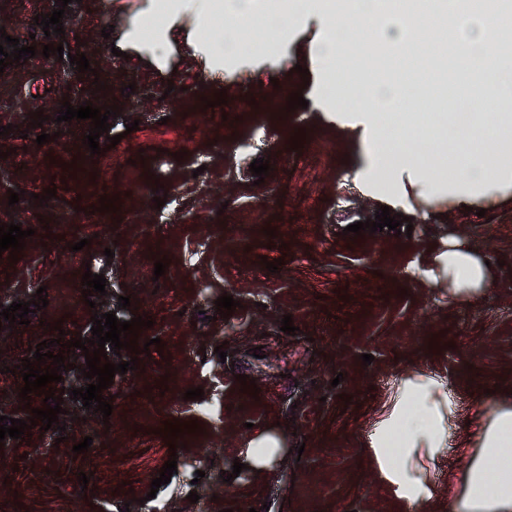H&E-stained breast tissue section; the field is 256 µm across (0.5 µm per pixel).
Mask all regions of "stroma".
<instances>
[{
  "instance_id": "35a3bbf8",
  "label": "stroma",
  "mask_w": 512,
  "mask_h": 512,
  "mask_svg": "<svg viewBox=\"0 0 512 512\" xmlns=\"http://www.w3.org/2000/svg\"><path fill=\"white\" fill-rule=\"evenodd\" d=\"M147 0H0V27L20 45H63L85 54L91 69L78 72L57 56L35 55L0 71V224L33 229L17 263L0 258V305L47 298L27 324L0 331V416L27 419L41 397L23 403L16 371L31 346L58 338L51 325L87 335L94 313L82 291L85 272L104 275L109 298L129 296L135 308L119 321L149 315L139 343L160 338L162 353L140 354L139 367L118 374L103 397L113 400L108 424L82 402L60 415L58 428L32 427L0 463V512H405L373 474L363 443L389 389L414 369L448 380L457 401V432L473 418L476 395L485 409L512 396V200L487 205L484 216L459 212V221L416 224L411 235L393 230L347 234L366 196L350 176L357 145L324 115L317 97L321 73L294 70L310 43L301 30L287 43L249 61L224 63L220 73L193 66L182 19L168 33L164 64L151 42L128 57L110 52L113 41L138 27ZM64 8V35H45L35 16ZM113 26L110 37L102 29ZM273 73L275 82L254 81ZM104 90H96V82ZM135 84L134 94L120 88ZM226 91L227 102L204 98ZM301 92L307 108L277 103ZM75 104L118 105L110 118L116 146L100 138L101 154L83 143L89 124L58 121L63 98ZM43 111L41 128L30 115ZM138 121L139 128L126 125ZM307 136L290 149L296 129ZM48 143L37 144L40 134ZM269 160L256 183L249 166ZM55 197L39 202L43 189ZM17 192L18 204L8 202ZM116 197L117 212L102 226L89 208ZM165 200L155 206L154 197ZM275 236H267L266 228ZM465 238L495 266L488 295L452 305L448 288L428 285L429 255L439 241ZM89 239L80 262L70 246ZM113 258H106V250ZM169 259L165 275L154 264ZM279 261L277 272L265 264ZM419 270L421 280L408 276ZM229 294L241 306L217 315ZM291 316L296 334L282 332ZM223 354H216V346ZM372 355L363 364L362 355ZM254 379L243 392L239 375ZM202 388V399L184 394ZM198 421L201 430L169 450L165 422ZM283 424L285 451L264 474L225 472L241 459L251 430ZM93 443L81 454L74 444ZM176 459L170 483L151 492L165 461ZM90 476L81 484L79 473ZM197 491L198 503L188 499Z\"/></svg>"
}]
</instances>
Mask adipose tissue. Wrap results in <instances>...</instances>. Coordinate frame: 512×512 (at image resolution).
Returning <instances> with one entry per match:
<instances>
[{
  "label": "adipose tissue",
  "mask_w": 512,
  "mask_h": 512,
  "mask_svg": "<svg viewBox=\"0 0 512 512\" xmlns=\"http://www.w3.org/2000/svg\"><path fill=\"white\" fill-rule=\"evenodd\" d=\"M199 19L223 13L257 18L278 37L295 27L313 28L320 35L315 45L324 66L319 97L330 116L343 117L354 110L351 127L359 134V152L352 168L355 182L388 196L394 205H405V186L413 184L422 215L435 207L455 209L500 198H512V141L500 138L501 112L512 108V66H506L494 31L507 24V15L489 13L476 21L461 22L442 17V24L465 26L452 49L471 62L456 85L465 90L478 85L485 99L496 104L493 112L471 113L466 121L469 135L450 159L456 174L439 175V160H411L402 149L407 131L433 140L439 126L419 120L413 111L409 79L389 73L395 50L405 47L409 27L400 16L383 25L380 45L368 56L371 67L387 71L382 82H373L349 70L346 62L355 50L358 35L374 20L370 5L353 8L348 0H302L301 4L272 6L264 0H194L191 8L172 4L162 14L150 13L154 28L172 26L184 11ZM432 284H445L448 299L467 303L485 296L494 286L492 270L472 247L458 240L434 253ZM457 403L447 380L418 369L400 377L383 406L364 447L377 479L401 502L433 507L438 491L436 473L442 451L448 446L451 427L457 420ZM476 443L467 450L453 477L457 491L448 501V512H512V401L502 402L478 416Z\"/></svg>",
  "instance_id": "adipose-tissue-1"
}]
</instances>
